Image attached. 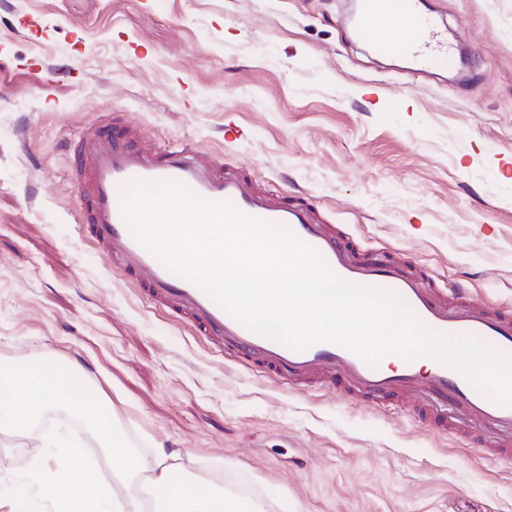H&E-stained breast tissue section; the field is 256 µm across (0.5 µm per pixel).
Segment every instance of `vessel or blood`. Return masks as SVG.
<instances>
[{
  "label": "vessel or blood",
  "mask_w": 512,
  "mask_h": 512,
  "mask_svg": "<svg viewBox=\"0 0 512 512\" xmlns=\"http://www.w3.org/2000/svg\"><path fill=\"white\" fill-rule=\"evenodd\" d=\"M382 16L408 22V34L374 35V21ZM351 25L359 36L370 38L375 52H401L413 70L425 72L451 60L447 37L437 20L423 12L420 0H358ZM72 167L86 198L83 227L105 263L214 349L290 387L326 384L367 404H412L444 433L480 427L493 435L490 452L512 453V406L496 403L450 367L435 362L426 368L420 361L403 360L384 361L373 369L340 345L321 342L296 351L240 324L135 240L123 218L121 191L133 180H173L204 199L231 202L253 218L288 228L318 250L340 277L393 292L430 328L481 339L504 354L512 353V309L474 302L463 288L449 292L436 287L431 276L401 256L359 253L344 232L326 223L311 198L259 189L243 165L217 163L194 146L160 151L106 123L76 142Z\"/></svg>",
  "instance_id": "b4317fda"
}]
</instances>
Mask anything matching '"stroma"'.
Returning a JSON list of instances; mask_svg holds the SVG:
<instances>
[{
  "label": "stroma",
  "mask_w": 512,
  "mask_h": 512,
  "mask_svg": "<svg viewBox=\"0 0 512 512\" xmlns=\"http://www.w3.org/2000/svg\"><path fill=\"white\" fill-rule=\"evenodd\" d=\"M468 67L351 36V0H0V361L78 363L145 466L265 512H512V460L408 406L288 389L209 350L105 265L70 149L105 116L248 165L366 251L512 307V0H425ZM47 434L0 433V486Z\"/></svg>",
  "instance_id": "1"
}]
</instances>
